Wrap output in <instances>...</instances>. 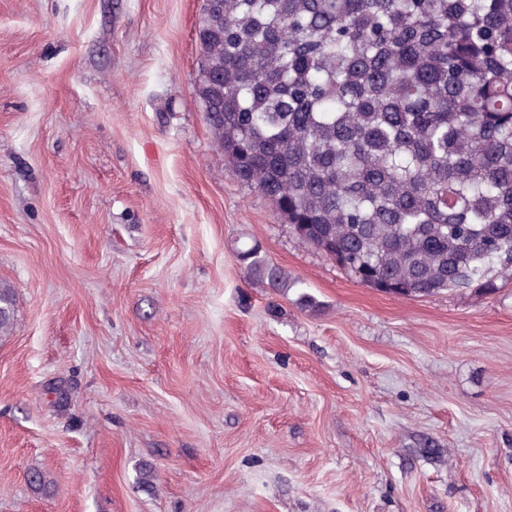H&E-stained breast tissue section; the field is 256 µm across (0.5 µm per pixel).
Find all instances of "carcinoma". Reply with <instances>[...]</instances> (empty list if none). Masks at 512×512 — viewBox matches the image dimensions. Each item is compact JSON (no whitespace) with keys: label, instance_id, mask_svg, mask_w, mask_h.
Masks as SVG:
<instances>
[{"label":"carcinoma","instance_id":"cac0c4a2","mask_svg":"<svg viewBox=\"0 0 512 512\" xmlns=\"http://www.w3.org/2000/svg\"><path fill=\"white\" fill-rule=\"evenodd\" d=\"M198 41L218 155L302 243L403 297L512 274V0H212Z\"/></svg>","mask_w":512,"mask_h":512}]
</instances>
